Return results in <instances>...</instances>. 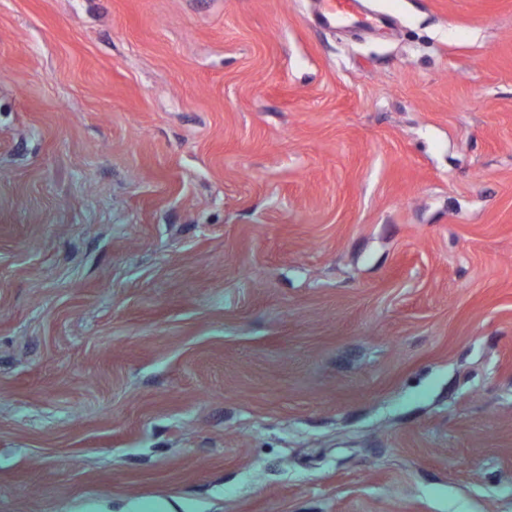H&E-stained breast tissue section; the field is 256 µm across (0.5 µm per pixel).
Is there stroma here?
<instances>
[{
	"label": "stroma",
	"instance_id": "35a3bbf8",
	"mask_svg": "<svg viewBox=\"0 0 512 512\" xmlns=\"http://www.w3.org/2000/svg\"><path fill=\"white\" fill-rule=\"evenodd\" d=\"M0 0V512H512V0ZM359 3V0H325L321 14L322 25L325 27H335L348 23L371 25L382 19H370L367 16H361L357 11Z\"/></svg>",
	"mask_w": 512,
	"mask_h": 512
}]
</instances>
